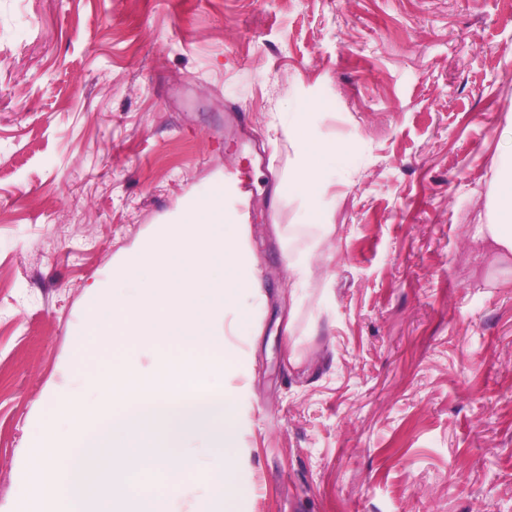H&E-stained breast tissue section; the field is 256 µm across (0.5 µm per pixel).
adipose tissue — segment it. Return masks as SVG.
I'll list each match as a JSON object with an SVG mask.
<instances>
[{
	"mask_svg": "<svg viewBox=\"0 0 512 512\" xmlns=\"http://www.w3.org/2000/svg\"><path fill=\"white\" fill-rule=\"evenodd\" d=\"M319 102L300 105L287 117L289 132L295 133L296 162L282 185L283 192L302 197L303 217L313 227V244L331 236L334 225L325 223L323 197L325 176L336 158V144L306 135L309 112L319 109ZM487 221L478 225L481 239L504 254H512V146L502 148L494 164V175L486 203Z\"/></svg>",
	"mask_w": 512,
	"mask_h": 512,
	"instance_id": "adipose-tissue-1",
	"label": "adipose tissue"
}]
</instances>
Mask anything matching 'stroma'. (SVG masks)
Here are the masks:
<instances>
[{"label": "stroma", "instance_id": "stroma-1", "mask_svg": "<svg viewBox=\"0 0 512 512\" xmlns=\"http://www.w3.org/2000/svg\"><path fill=\"white\" fill-rule=\"evenodd\" d=\"M314 100L342 153L309 255L278 186ZM510 114L512 0H0V512L26 450L74 449L48 391L82 387L93 431L97 366L140 358L89 287L234 169L260 301L202 393L237 395L226 512H512V255L473 237ZM320 107V102L311 101L300 105L293 112H289L287 117L288 132H292L294 135L305 132L309 112L315 111Z\"/></svg>", "mask_w": 512, "mask_h": 512}]
</instances>
